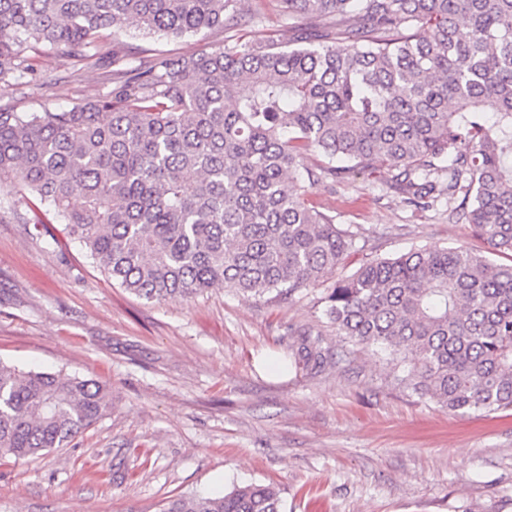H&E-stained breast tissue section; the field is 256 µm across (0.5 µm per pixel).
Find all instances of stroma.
Segmentation results:
<instances>
[{
    "instance_id": "obj_1",
    "label": "stroma",
    "mask_w": 512,
    "mask_h": 512,
    "mask_svg": "<svg viewBox=\"0 0 512 512\" xmlns=\"http://www.w3.org/2000/svg\"><path fill=\"white\" fill-rule=\"evenodd\" d=\"M243 30L180 38L106 30L104 53L136 63L293 35L280 0H242ZM36 76L0 83L19 112L67 111L111 87L107 70L50 48L30 52ZM355 171L310 190L307 203L356 232L338 268L411 248L488 245L447 198L421 211ZM0 362L96 380L109 413L68 447L0 457V512H161L178 495L279 488L283 512H512V410L443 411L397 385L385 361L341 344L322 313L326 286L287 301L209 289L190 300L138 298L76 242L20 224L18 195L0 197ZM321 334L337 363L289 367L300 333Z\"/></svg>"
}]
</instances>
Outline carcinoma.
Instances as JSON below:
<instances>
[{"instance_id": "obj_1", "label": "carcinoma", "mask_w": 512, "mask_h": 512, "mask_svg": "<svg viewBox=\"0 0 512 512\" xmlns=\"http://www.w3.org/2000/svg\"><path fill=\"white\" fill-rule=\"evenodd\" d=\"M240 0H0V82L23 50L100 56L105 29L181 37L242 25ZM297 47L224 45L136 67L69 111L0 104V192L24 224L60 221L112 281L147 300L210 288L276 298L332 274L355 235L306 192L398 170L412 205L435 195L512 253V0H282ZM325 162L315 168L307 156ZM294 184L288 191L287 183ZM336 336L380 353L400 382L455 413L512 409V265L461 247L362 263L323 297ZM301 334L295 366L329 361ZM93 380L0 363V454L65 448L107 410ZM161 512H282L280 490L169 500Z\"/></svg>"}]
</instances>
